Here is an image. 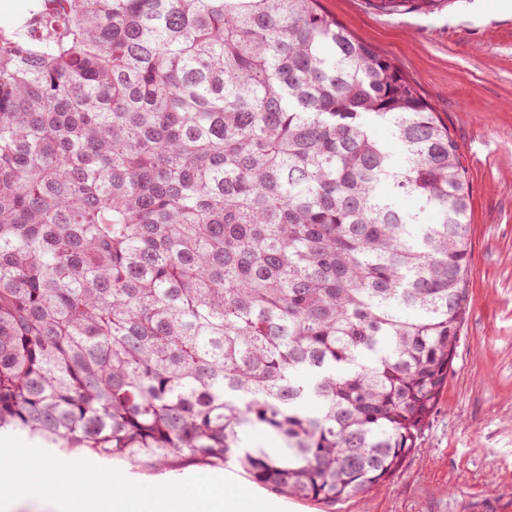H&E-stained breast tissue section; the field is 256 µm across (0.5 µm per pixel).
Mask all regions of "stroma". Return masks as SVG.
<instances>
[{
  "label": "stroma",
  "instance_id": "35a3bbf8",
  "mask_svg": "<svg viewBox=\"0 0 512 512\" xmlns=\"http://www.w3.org/2000/svg\"><path fill=\"white\" fill-rule=\"evenodd\" d=\"M500 0L431 12L372 0L321 10L388 56L459 146L469 181L468 300L455 357L416 448L378 489L333 504L253 485L279 512H512V13Z\"/></svg>",
  "mask_w": 512,
  "mask_h": 512
}]
</instances>
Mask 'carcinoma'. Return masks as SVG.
Listing matches in <instances>:
<instances>
[{
	"mask_svg": "<svg viewBox=\"0 0 512 512\" xmlns=\"http://www.w3.org/2000/svg\"><path fill=\"white\" fill-rule=\"evenodd\" d=\"M47 2L0 32V430L298 500L388 482L467 307L448 128L319 0Z\"/></svg>",
	"mask_w": 512,
	"mask_h": 512,
	"instance_id": "1",
	"label": "carcinoma"
}]
</instances>
